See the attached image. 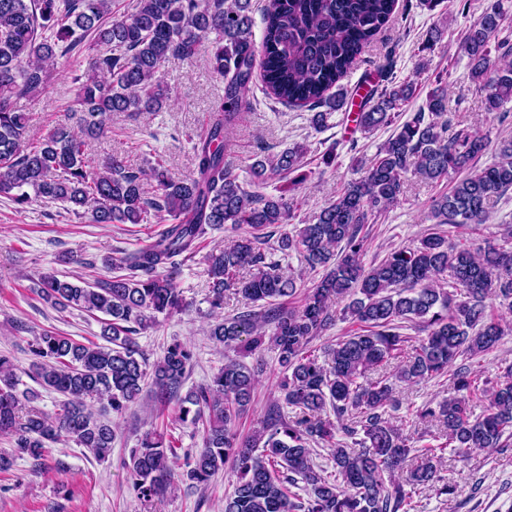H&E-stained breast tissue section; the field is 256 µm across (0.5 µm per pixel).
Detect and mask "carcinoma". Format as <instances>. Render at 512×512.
<instances>
[{"label":"carcinoma","instance_id":"cac0c4a2","mask_svg":"<svg viewBox=\"0 0 512 512\" xmlns=\"http://www.w3.org/2000/svg\"><path fill=\"white\" fill-rule=\"evenodd\" d=\"M111 5L112 0H0V194L22 208L31 202L25 191L31 187L36 198L63 203L94 224L165 225L154 242L105 259L106 269L119 275L92 284L80 275L40 277L38 294L57 309L106 316L104 343L83 344L45 331L29 344L30 376L67 397L54 414L33 406L36 391H17L14 364L0 356V433L14 438V448L0 452V472L19 457L46 466L49 444L61 441L100 461L108 458L115 434L102 412L124 413L147 381L158 402L178 399L180 424L202 427L203 448L187 458L186 480L205 484L226 466L235 473L224 512H410L412 491L436 482L435 461L445 451L512 446V364L483 382L465 369H452L459 356L490 351L506 335L487 300L494 297L512 309V251L490 244L473 252L429 232L418 245L393 249L368 268L361 263L364 225L399 201L409 173L436 184L458 176L434 200L435 223H486L494 201L512 191L511 138L498 143L493 163L476 166L488 138L474 127H451L438 77L418 112L380 146L364 174L347 183L315 222L274 243L266 228L295 217L287 191L305 177L294 176L277 195L256 187L271 173L298 172L306 149L298 145L256 157L248 182L224 163V131L250 106L254 67L268 97L316 110L312 121L325 128L347 104L340 81L390 21L396 0H268L258 63L251 0H133L130 11L118 17ZM502 17L500 0H494L462 41L471 79L490 114L512 101V41L492 43ZM212 32L220 38L211 45L210 66L224 79V101L194 142L196 175L176 180L160 157L146 170L112 155L92 158L91 141L106 134L112 113L160 111L165 65L194 57ZM81 55L86 68L76 77L79 90L71 106L79 131L60 122L29 134V118L14 102L45 87L46 61ZM378 70L385 84L367 94L355 113L364 134L393 124L417 91L415 82L398 83L391 70ZM227 224L238 231L236 240L206 257L211 309L223 312L232 295L261 307L217 320L208 336L241 357L273 348L282 369L278 389L293 409L288 417L272 405L249 436L234 425L253 401L259 371L227 359L210 383L180 398L191 348L169 345L148 371L133 338L157 315L185 308L175 280L159 270L194 254L211 231ZM278 251L294 252L309 268L325 270L297 307L287 304L296 293L295 280L271 258ZM344 298L349 302L343 313L362 329L338 340L321 361L308 345L332 325L335 304ZM403 323L424 337L410 343L399 332ZM370 372L378 376L370 378ZM448 374L461 396L418 413L437 423L443 442L420 449L405 480L385 479L402 468L410 452L385 417L393 402L391 378ZM473 396L485 401L477 417L468 408ZM329 409L341 427L330 421ZM339 429L351 443L335 440ZM315 444L331 448L332 471L315 465ZM258 446L262 452L256 455ZM172 457V441L157 431L143 435L131 450L125 467L142 499L174 487ZM299 481L310 490L305 502L291 490Z\"/></svg>","mask_w":512,"mask_h":512}]
</instances>
